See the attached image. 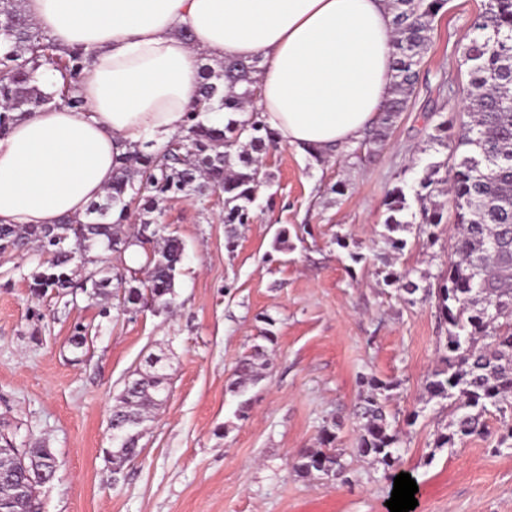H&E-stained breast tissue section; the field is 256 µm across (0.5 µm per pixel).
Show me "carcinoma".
I'll return each mask as SVG.
<instances>
[{
	"label": "carcinoma",
	"instance_id": "carcinoma-1",
	"mask_svg": "<svg viewBox=\"0 0 512 512\" xmlns=\"http://www.w3.org/2000/svg\"><path fill=\"white\" fill-rule=\"evenodd\" d=\"M24 0H0V138L12 125L48 105L63 103L85 110L78 94L89 54L80 46L61 47L30 17ZM446 0H390L393 19L395 75L393 96L373 125L364 133L359 151L372 152L387 137L400 114L407 111L419 82L420 64L431 39L433 22ZM469 65L466 105L437 126L448 131L459 121L454 151H463L449 175L429 165L415 192L418 212L410 211L404 189L395 187L385 200L387 217L381 240L400 253L406 241L395 236L405 229V215L419 220L427 240H439L444 223L442 208L427 205L437 186L448 185L454 209V233L446 269L436 275L437 287L422 286L409 269L383 270V282L403 292L413 304L417 292L434 304L439 321L448 325V336L439 342L437 365L426 377L430 399L446 402L449 422L438 433L435 447L486 435L487 416L499 415L502 433L496 448H512V0H486L471 23V36L463 49ZM256 62L228 60L221 72L201 68L196 100L188 108L186 127L177 141L163 150L145 153L136 148L124 158L105 197L90 203L81 217H68L52 226L0 224V253L24 252L35 245L47 256L43 271L33 275L32 293L68 294L82 284L73 281V264H102L98 278L86 277L90 295L105 293L117 281L120 304L140 308L153 303L171 308L176 275L185 246L168 235L154 241L161 228L153 217L155 201L168 194L201 195L212 188L224 194V223L233 245L235 225L248 224L259 187L266 178L261 157L276 143V132L256 109L247 111L258 88ZM47 71L56 76L52 90L39 84ZM227 86L239 92L219 94ZM224 110L231 116L213 125L202 116ZM138 204L136 239L119 236L121 223ZM144 253L145 279L117 265L130 247ZM261 349L239 360L231 391L242 394L258 379L256 360ZM162 358L150 355L145 370L125 385L112 410V458L123 466L141 452L135 437L148 411L164 401L167 375ZM367 389L356 411L363 420L358 454L387 469L399 458L402 430L388 420L387 403L394 383L374 374L361 377ZM336 434L324 430L321 447L302 450L293 463L303 474L314 472L336 477L345 471L341 453L334 448ZM48 448H34L27 468L4 455L0 457V512H37L36 499H16L15 487L49 457Z\"/></svg>",
	"mask_w": 512,
	"mask_h": 512
}]
</instances>
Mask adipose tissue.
<instances>
[{
	"label": "adipose tissue",
	"instance_id": "1",
	"mask_svg": "<svg viewBox=\"0 0 512 512\" xmlns=\"http://www.w3.org/2000/svg\"><path fill=\"white\" fill-rule=\"evenodd\" d=\"M57 44L91 56L80 94L0 139V223L55 224L105 195L128 149L177 134L203 59L260 64L255 103L280 145L358 139L394 81L388 0H27Z\"/></svg>",
	"mask_w": 512,
	"mask_h": 512
}]
</instances>
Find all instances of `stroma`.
Here are the masks:
<instances>
[{
    "label": "stroma",
    "mask_w": 512,
    "mask_h": 512,
    "mask_svg": "<svg viewBox=\"0 0 512 512\" xmlns=\"http://www.w3.org/2000/svg\"><path fill=\"white\" fill-rule=\"evenodd\" d=\"M483 0H448L433 23L416 100L371 159L346 149L314 159L291 146L262 158L269 178L227 248L224 196L171 194L154 213L185 244L171 310L124 311L112 293L35 297L37 254H0V423L17 441L51 448L52 481L39 512H389L382 466L359 456L360 378L394 382L388 409L404 429L398 469L418 486L414 512H512V449L474 438L436 448L448 416L423 383L446 336L435 308L386 286V266L435 274L449 239L404 231L402 255L380 241L392 188L412 193L431 164L452 163L432 139L463 105L462 48ZM288 231V248L271 243ZM357 251L361 262L349 254ZM90 330L75 349L76 324ZM262 348L260 380L229 392L239 359ZM164 356L167 398L131 464L112 462L110 416L148 354ZM247 410H240L241 400ZM414 425H407L409 415ZM336 434L344 477L310 478L292 461Z\"/></svg>",
    "instance_id": "35a3bbf8"
}]
</instances>
